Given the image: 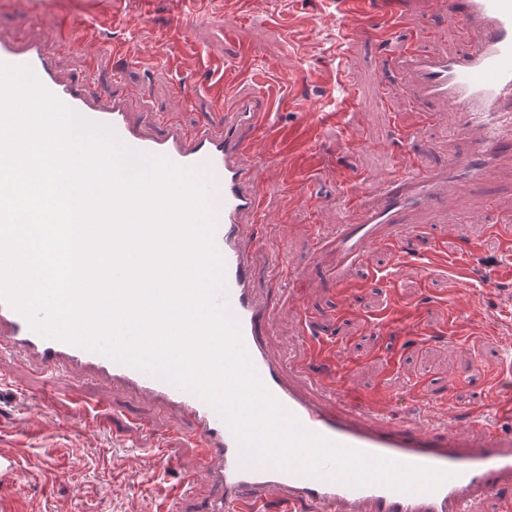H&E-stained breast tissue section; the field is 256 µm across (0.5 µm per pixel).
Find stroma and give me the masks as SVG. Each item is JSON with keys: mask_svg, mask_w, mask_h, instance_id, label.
I'll list each match as a JSON object with an SVG mask.
<instances>
[{"mask_svg": "<svg viewBox=\"0 0 512 512\" xmlns=\"http://www.w3.org/2000/svg\"><path fill=\"white\" fill-rule=\"evenodd\" d=\"M399 2L412 29L385 52L359 31L343 39L337 0H259L248 11L239 0H0V38L49 36L62 22L127 42L132 56L119 71L104 56L86 75L81 50L53 56L62 77L87 76L101 102L133 99V123L153 134L171 123L187 131L206 119L222 124L208 101L215 80L231 94L265 90L279 105L281 132L297 131L305 111L322 113L288 163L263 143L255 154L266 220L251 226L261 241L254 286L273 307L269 348L312 372L306 342L323 340L334 350L330 382L372 401L398 396L462 426L472 404L493 397L497 379L512 372V281L489 276L504 239L488 223L512 216V158L478 189L440 183L437 207L410 217L409 254L378 244L339 282L331 258L317 253L348 221L349 195H371L399 163L446 169L449 149L469 147L455 113L424 96L399 63L410 45L464 49L448 0ZM158 30L169 33L161 45ZM147 57L149 69L141 65ZM343 70L356 84L353 105L324 104ZM185 83L195 94L176 97ZM0 394V449L14 450L26 472L21 483L0 486V499L16 501L19 512H164L169 488L184 478L193 489L180 512H204L216 492L179 411L85 373L50 384L22 360H0ZM86 400L99 404L94 419ZM160 444L177 451L171 467L157 468L149 454Z\"/></svg>", "mask_w": 512, "mask_h": 512, "instance_id": "1", "label": "stroma"}]
</instances>
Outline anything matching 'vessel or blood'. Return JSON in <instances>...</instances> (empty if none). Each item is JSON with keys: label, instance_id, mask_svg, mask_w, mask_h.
Segmentation results:
<instances>
[{"label": "vessel or blood", "instance_id": "obj_1", "mask_svg": "<svg viewBox=\"0 0 512 512\" xmlns=\"http://www.w3.org/2000/svg\"><path fill=\"white\" fill-rule=\"evenodd\" d=\"M345 6L348 19L381 43L390 41L393 29L407 24L392 0H384L388 21L377 27L369 18L367 0H345ZM448 16L462 31H476V39L454 55L404 53L401 65L426 96L457 112L461 127L472 135L473 151L467 156L449 153L446 174L399 167L380 179L374 195L351 196V221L326 244L336 256L337 278L361 263L372 246L390 239L406 215L430 208L440 179L467 185L482 180L491 165L512 155V0H448ZM77 40L97 42L117 65L131 57L125 42L84 28L57 31L50 40L0 39V63L31 68L79 116L109 127L126 151L165 157L211 181L213 242L221 258L223 284L218 302L238 327L255 373L283 413L333 443L373 457L448 470L452 476L434 490L399 491L382 484L354 487L316 474L249 464L218 411L193 392L95 350L42 337L3 301L0 356L33 361L50 381L62 371L80 369L109 387L187 415L194 423L192 445L218 489L208 512H270L274 500L283 508L302 502L310 512H469L478 499L512 503V429L502 428L504 421L512 422V386L501 385L471 414L468 426L451 429L428 418L403 416L388 404L352 400L346 387L326 384L317 376H286L282 359L271 353L263 332L271 306L253 288V255L259 241L248 234L245 220L264 219L262 191L248 156L261 120L274 114L273 102L257 93L228 96L219 88L212 98L224 114L223 134L203 123L188 132L173 125L165 135H152L131 121L127 98L116 97L103 105L59 76L48 46ZM22 478L17 455L1 450L0 484L12 485Z\"/></svg>", "mask_w": 512, "mask_h": 512}]
</instances>
